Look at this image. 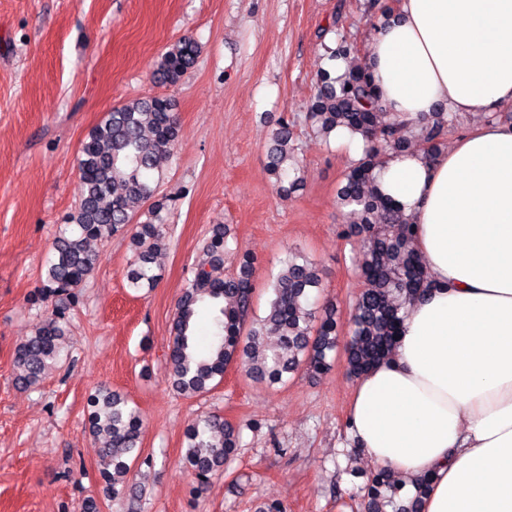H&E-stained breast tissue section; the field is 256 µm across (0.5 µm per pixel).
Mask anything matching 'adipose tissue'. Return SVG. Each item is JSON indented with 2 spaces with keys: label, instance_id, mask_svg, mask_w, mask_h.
<instances>
[{
  "label": "adipose tissue",
  "instance_id": "obj_1",
  "mask_svg": "<svg viewBox=\"0 0 512 512\" xmlns=\"http://www.w3.org/2000/svg\"><path fill=\"white\" fill-rule=\"evenodd\" d=\"M365 63L383 108L414 125L498 111L512 105V0H399ZM374 177L414 224L431 288L356 378L351 442L405 497L430 476L420 512H512V124L388 155Z\"/></svg>",
  "mask_w": 512,
  "mask_h": 512
}]
</instances>
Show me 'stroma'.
Masks as SVG:
<instances>
[{
  "label": "stroma",
  "mask_w": 512,
  "mask_h": 512,
  "mask_svg": "<svg viewBox=\"0 0 512 512\" xmlns=\"http://www.w3.org/2000/svg\"><path fill=\"white\" fill-rule=\"evenodd\" d=\"M368 0H0V512H79L102 492L99 439L85 426L90 394L120 392L144 419V461L128 477L142 512H363L376 465L351 448L345 424L353 378L342 358L331 371H302L267 387L230 366L194 398L170 384L168 347L176 303L205 258L214 225L230 230L225 270L255 258V311L291 249L317 265L321 301L341 321L362 288L352 258L360 239L336 207L353 159L305 119L319 63L346 40L364 58L375 19ZM201 47L175 86L154 74L180 38ZM170 98L181 136L160 164L169 208L161 279L128 288V234L92 242L101 261L65 306L62 359L39 384L14 383V351L37 322L54 242L78 207L80 144L113 106ZM294 122L297 191L283 196L269 170L278 123ZM219 414L244 446L202 493L181 460L187 426Z\"/></svg>",
  "instance_id": "35a3bbf8"
}]
</instances>
